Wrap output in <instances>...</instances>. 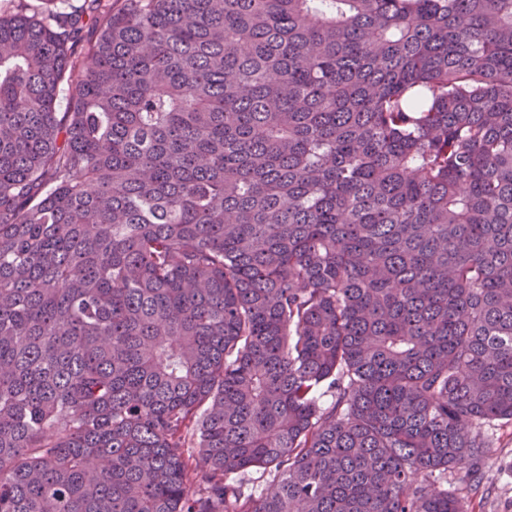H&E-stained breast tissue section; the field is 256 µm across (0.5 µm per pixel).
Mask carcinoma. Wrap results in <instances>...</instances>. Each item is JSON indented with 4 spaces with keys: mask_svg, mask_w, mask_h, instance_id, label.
<instances>
[{
    "mask_svg": "<svg viewBox=\"0 0 512 512\" xmlns=\"http://www.w3.org/2000/svg\"><path fill=\"white\" fill-rule=\"evenodd\" d=\"M7 2L0 512H468L512 0Z\"/></svg>",
    "mask_w": 512,
    "mask_h": 512,
    "instance_id": "cac0c4a2",
    "label": "carcinoma"
}]
</instances>
